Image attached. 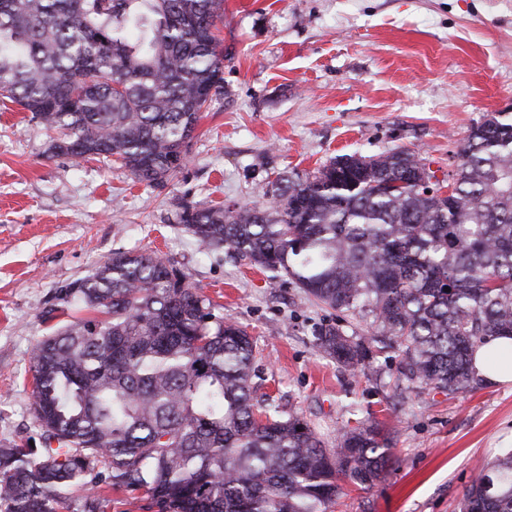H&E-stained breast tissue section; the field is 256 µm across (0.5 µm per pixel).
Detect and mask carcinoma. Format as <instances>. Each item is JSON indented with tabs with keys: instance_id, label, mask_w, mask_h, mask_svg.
I'll use <instances>...</instances> for the list:
<instances>
[{
	"instance_id": "cac0c4a2",
	"label": "carcinoma",
	"mask_w": 512,
	"mask_h": 512,
	"mask_svg": "<svg viewBox=\"0 0 512 512\" xmlns=\"http://www.w3.org/2000/svg\"><path fill=\"white\" fill-rule=\"evenodd\" d=\"M223 17L224 0H0V101L57 133L54 154L115 157L163 187L224 96ZM349 159L278 174L268 202L186 204L179 224L365 323L368 336H316L343 368L392 351L408 382L475 390L473 346L512 336V113L471 127L445 203L415 184L431 174L414 150ZM56 299L94 315L31 351L42 446L0 448L5 512L73 497L104 512L102 484L157 512H328L342 484L370 487L393 463L376 421L345 426L329 453L303 416L258 402L247 330L159 256L115 251ZM461 512H512V456L475 476Z\"/></svg>"
}]
</instances>
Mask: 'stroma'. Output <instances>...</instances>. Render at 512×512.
I'll return each instance as SVG.
<instances>
[{
  "instance_id": "1",
  "label": "stroma",
  "mask_w": 512,
  "mask_h": 512,
  "mask_svg": "<svg viewBox=\"0 0 512 512\" xmlns=\"http://www.w3.org/2000/svg\"><path fill=\"white\" fill-rule=\"evenodd\" d=\"M217 27L224 95L166 186L116 161L51 155L53 132L0 107V446L39 439L29 358L70 318L53 308L57 290L115 251L153 252L246 328L257 398L303 415L330 449L345 425L384 424L395 464L372 488L346 487L331 512H459L472 479L512 455V383L464 396L398 387L390 352L371 370L341 368L318 332L365 324L200 246L177 214L253 202L276 173L396 147L447 180L471 127L512 113V0H224Z\"/></svg>"
}]
</instances>
